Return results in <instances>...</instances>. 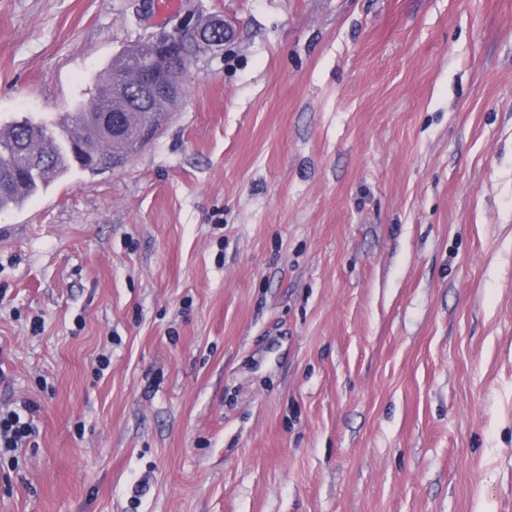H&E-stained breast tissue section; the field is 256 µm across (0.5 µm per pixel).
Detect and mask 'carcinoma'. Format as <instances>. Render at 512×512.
<instances>
[{"label": "carcinoma", "instance_id": "1", "mask_svg": "<svg viewBox=\"0 0 512 512\" xmlns=\"http://www.w3.org/2000/svg\"><path fill=\"white\" fill-rule=\"evenodd\" d=\"M149 57V46L139 45L125 50L113 61L108 76L112 84H124L123 101L120 103L105 95L108 84L104 82L92 95L89 105L77 112L67 113L50 122L23 116L0 127V210L20 204L73 167L97 174L107 169L105 159L112 156V151L128 156L137 153L134 137L129 135L112 143L100 128L89 124L86 111L91 107L101 112L108 109L131 110L136 112L141 122L163 126L166 117L155 111V107L168 102V99L157 98L146 105L141 102L135 86L123 83L126 74L136 68L139 61ZM186 70L185 64L170 69L158 67L153 78L159 84L184 91Z\"/></svg>", "mask_w": 512, "mask_h": 512}]
</instances>
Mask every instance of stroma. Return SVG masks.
Masks as SVG:
<instances>
[{
	"label": "stroma",
	"mask_w": 512,
	"mask_h": 512,
	"mask_svg": "<svg viewBox=\"0 0 512 512\" xmlns=\"http://www.w3.org/2000/svg\"><path fill=\"white\" fill-rule=\"evenodd\" d=\"M176 28L157 138L0 211V512H512V0H0V122ZM224 34V37L222 36ZM228 32L224 25V20L220 18H210L202 24L197 30V36L205 44H218L220 40L227 38ZM187 65L183 64L182 67H156L152 76L154 80L163 85H168L174 89L183 90L186 92V85L184 83V74L187 70ZM33 413V404L28 399L17 400L0 410V453L3 450L15 452L29 444L34 427L28 415Z\"/></svg>",
	"instance_id": "1"
}]
</instances>
